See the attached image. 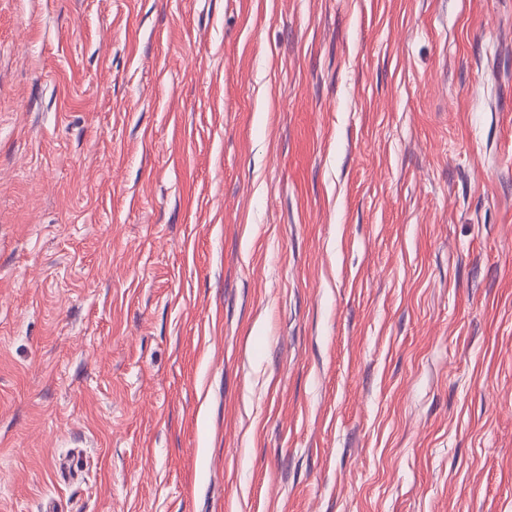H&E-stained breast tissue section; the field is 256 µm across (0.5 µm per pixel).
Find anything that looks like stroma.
<instances>
[{
    "instance_id": "obj_1",
    "label": "stroma",
    "mask_w": 512,
    "mask_h": 512,
    "mask_svg": "<svg viewBox=\"0 0 512 512\" xmlns=\"http://www.w3.org/2000/svg\"><path fill=\"white\" fill-rule=\"evenodd\" d=\"M0 512H512V0H0Z\"/></svg>"
}]
</instances>
